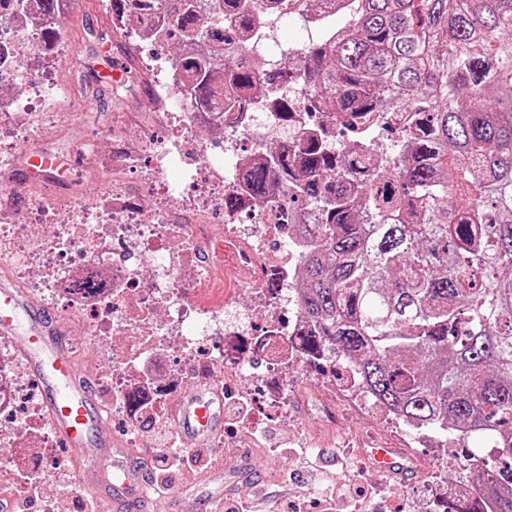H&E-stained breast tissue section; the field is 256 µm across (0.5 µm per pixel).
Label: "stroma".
I'll return each instance as SVG.
<instances>
[{"label": "stroma", "instance_id": "1", "mask_svg": "<svg viewBox=\"0 0 512 512\" xmlns=\"http://www.w3.org/2000/svg\"><path fill=\"white\" fill-rule=\"evenodd\" d=\"M61 25L65 39L47 58H34L29 41H19L22 65L44 71L53 87L49 109L54 113L43 122L34 140L14 143L8 164L0 166V193L12 192L15 208L22 216L28 213L32 195L65 198L71 190L88 185L92 172L111 176L112 165L105 151L112 141L123 140L135 146L145 137L159 140L164 136L156 117L155 69L161 62L172 65L175 49L165 50L163 59H156L149 45L131 32L116 29L109 0L97 5L80 0L62 16ZM87 139L101 144L104 154L98 162L87 161L77 152ZM32 151L58 159L61 171L57 177L43 182L30 179L28 154ZM324 383V373L316 368H290L288 387L293 397L288 423L268 425L258 445L241 438L230 443L220 436L213 440L212 464L233 468L235 493L250 494L254 482L260 479L274 484L290 476L315 488V481L292 453L299 446L322 450L330 465H335L337 452H344L345 463L338 467V476L355 485L380 483L397 489L399 512H440L448 495L435 491L436 476H446L452 484L471 481L470 472L458 466L464 451L457 442H449L440 455L430 448L408 449L384 409H359L336 399ZM376 443L402 454L413 453L418 459L414 479L376 473L363 453L364 448ZM80 455L79 449L58 443L31 458V466H46L51 477L40 497L26 505L25 512H84L81 501L70 492L77 483L76 461Z\"/></svg>", "mask_w": 512, "mask_h": 512}]
</instances>
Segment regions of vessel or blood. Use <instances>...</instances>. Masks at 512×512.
I'll return each mask as SVG.
<instances>
[{
  "instance_id": "vessel-or-blood-1",
  "label": "vessel or blood",
  "mask_w": 512,
  "mask_h": 512,
  "mask_svg": "<svg viewBox=\"0 0 512 512\" xmlns=\"http://www.w3.org/2000/svg\"><path fill=\"white\" fill-rule=\"evenodd\" d=\"M30 172L51 178L58 161L47 154L29 157ZM0 340L16 347L28 373L37 382L52 430L62 443L81 451L80 482L92 485L103 512H128L143 502L147 474L127 448L106 429L89 377L78 369L61 318L8 285L0 286ZM182 438L191 443L209 439L223 425L221 413L196 387L179 401ZM375 466L390 475L410 472L391 448L371 449Z\"/></svg>"
}]
</instances>
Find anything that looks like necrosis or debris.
I'll return each mask as SVG.
<instances>
[{
    "label": "necrosis or debris",
    "instance_id": "4bbe7bcc",
    "mask_svg": "<svg viewBox=\"0 0 512 512\" xmlns=\"http://www.w3.org/2000/svg\"><path fill=\"white\" fill-rule=\"evenodd\" d=\"M293 24L296 47L312 38L310 22L287 9L277 8L258 23L250 35L255 57H278L281 42L273 33L282 22ZM40 23L36 11L0 25V48L10 53L0 63V85L17 86L18 92L0 102L9 119L12 138H31L39 133L37 105L50 94L40 72L20 68L15 53L20 35H33ZM167 130L163 151L152 152L150 140L143 151L151 152V165L142 186L154 196L150 219H143L125 178L96 181L92 205L82 195L67 205L34 199L38 217L27 238H17L16 214L0 203V261H8L15 283L23 289H39L51 298L66 300L77 309L92 310L80 319L86 336L121 337L110 355L113 396L106 407L123 414L132 431H140L147 414L129 411L123 395L139 391L161 404L162 414L174 411L165 387L188 385L190 377L214 375L225 395L244 394L254 406L253 420L264 423L288 416V369L311 363L302 350L299 335L306 323L300 310L296 281L300 263L312 247L310 239L295 235L281 219L282 208L270 200L260 206L244 205L225 213L223 227H216L214 212L224 191L241 182L243 137L277 147H287L290 134L277 109L255 105L241 120L221 122L212 112H164ZM205 127L222 133L224 149L208 155L193 131ZM207 155V174L191 173L200 155ZM183 199L187 208L173 214L170 203ZM222 230L238 245L240 261L235 269L224 267L221 252L208 250L205 241ZM101 285L94 294H82L75 285L86 275ZM247 286L251 308L228 312L216 285ZM224 344L218 353L198 357L210 337ZM176 352L192 359L191 375H174L160 367V352ZM321 359L331 366L328 385L345 400L369 404L373 398L356 365L332 353ZM18 364L9 349L0 348V419L13 418L17 440L39 438L47 448L52 439L33 428L40 407L35 393L17 374Z\"/></svg>",
    "mask_w": 512,
    "mask_h": 512
}]
</instances>
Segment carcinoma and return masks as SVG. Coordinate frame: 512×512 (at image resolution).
I'll return each instance as SVG.
<instances>
[{
	"mask_svg": "<svg viewBox=\"0 0 512 512\" xmlns=\"http://www.w3.org/2000/svg\"><path fill=\"white\" fill-rule=\"evenodd\" d=\"M47 45L57 0H38ZM274 0H111L112 20L138 38L181 49L177 97L191 110L249 112L263 99L294 118L280 88L305 90L293 148L246 160L243 196L280 193L312 249L301 269L300 344L360 360L366 384L416 429L485 426L489 456L466 457L477 486L445 512H512V0H352L336 28L324 0H290L327 27L288 68L251 64L239 38ZM237 30H224V17ZM373 112H407L385 131L397 153L353 130Z\"/></svg>",
	"mask_w": 512,
	"mask_h": 512,
	"instance_id": "carcinoma-1",
	"label": "carcinoma"
}]
</instances>
